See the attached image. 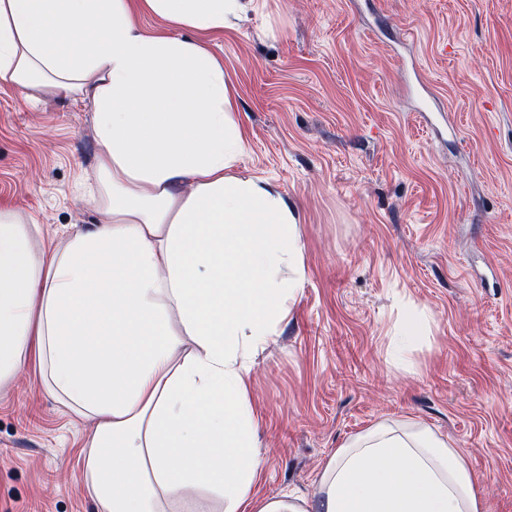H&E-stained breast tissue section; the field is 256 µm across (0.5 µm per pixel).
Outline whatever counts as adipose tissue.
Here are the masks:
<instances>
[{
  "mask_svg": "<svg viewBox=\"0 0 512 512\" xmlns=\"http://www.w3.org/2000/svg\"><path fill=\"white\" fill-rule=\"evenodd\" d=\"M253 0H0V85L93 113L96 218L50 253L0 205V386L36 359L51 395L93 420L80 476L97 512H485L464 456L430 428L379 422L337 448L316 509L254 492L247 399L259 350L305 279L297 208L233 169L247 142L221 61L151 33V14L237 28Z\"/></svg>",
  "mask_w": 512,
  "mask_h": 512,
  "instance_id": "obj_1",
  "label": "adipose tissue"
}]
</instances>
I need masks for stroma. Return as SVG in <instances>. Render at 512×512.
Returning <instances> with one entry per match:
<instances>
[{
  "mask_svg": "<svg viewBox=\"0 0 512 512\" xmlns=\"http://www.w3.org/2000/svg\"><path fill=\"white\" fill-rule=\"evenodd\" d=\"M186 37L224 63L247 150L297 207L305 281L248 395L255 490L315 502L340 445L416 421L464 455L486 512H512V0H259ZM98 147L79 100L0 85V204L41 250L96 217ZM428 331L393 350L409 306ZM65 413L29 360L0 393V512H95Z\"/></svg>",
  "mask_w": 512,
  "mask_h": 512,
  "instance_id": "obj_1",
  "label": "stroma"
}]
</instances>
